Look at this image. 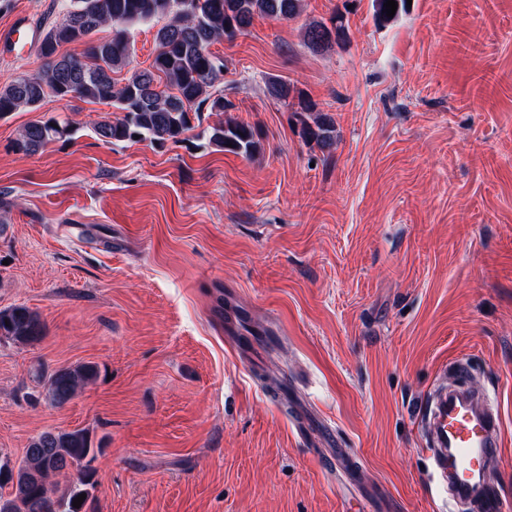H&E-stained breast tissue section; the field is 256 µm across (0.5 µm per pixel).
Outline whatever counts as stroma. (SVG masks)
<instances>
[{
  "label": "stroma",
  "mask_w": 512,
  "mask_h": 512,
  "mask_svg": "<svg viewBox=\"0 0 512 512\" xmlns=\"http://www.w3.org/2000/svg\"><path fill=\"white\" fill-rule=\"evenodd\" d=\"M62 4L0 0V28ZM339 11L349 42L309 47ZM211 50L231 106L177 144L102 142L112 106L77 98L0 117V309L46 327L0 339V459L89 430L96 512H441L414 405L461 358L499 405L512 512V0L383 26L373 0H301ZM302 95L332 150L302 139ZM50 118L71 139L14 149ZM229 119L253 157L210 144ZM84 363L53 404L48 372ZM0 336L22 345H32L44 337L38 315L24 305L0 309ZM97 374L98 367L91 363L56 370L47 379L48 397L56 405H64L75 396L78 389L93 381Z\"/></svg>",
  "instance_id": "stroma-1"
}]
</instances>
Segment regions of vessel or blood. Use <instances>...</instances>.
<instances>
[{"label": "vessel or blood", "instance_id": "vessel-or-blood-1", "mask_svg": "<svg viewBox=\"0 0 512 512\" xmlns=\"http://www.w3.org/2000/svg\"><path fill=\"white\" fill-rule=\"evenodd\" d=\"M432 461L428 481L447 490L457 502L472 503L475 512H501L487 470L499 455L495 437L501 425L497 408L482 392L431 390L419 414Z\"/></svg>", "mask_w": 512, "mask_h": 512}]
</instances>
